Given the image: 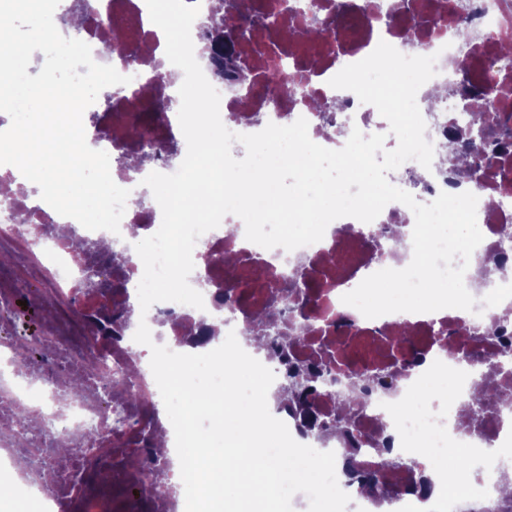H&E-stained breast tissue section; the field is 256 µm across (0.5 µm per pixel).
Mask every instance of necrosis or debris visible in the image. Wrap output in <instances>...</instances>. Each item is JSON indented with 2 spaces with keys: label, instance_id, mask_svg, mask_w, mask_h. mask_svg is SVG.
<instances>
[{
  "label": "necrosis or debris",
  "instance_id": "necrosis-or-debris-1",
  "mask_svg": "<svg viewBox=\"0 0 512 512\" xmlns=\"http://www.w3.org/2000/svg\"><path fill=\"white\" fill-rule=\"evenodd\" d=\"M292 2L286 12L280 0H253L260 11L275 15L276 25L255 30L252 40L237 48L242 65L256 75L250 89L214 78L208 56L199 57L204 75L221 95L223 124L232 132L252 134L268 123L285 126L302 117L310 138H324L327 148H342L357 128L367 136L385 134L391 150L397 139L377 109L328 81L382 41L407 56H435L436 74L416 97L426 140L438 147L457 129L480 130L495 155L488 173L470 187L484 227L472 259L492 256L499 263L488 287L472 289L475 311L368 319L342 303V296L368 275L410 263L411 253L391 247L393 230L400 231L404 243L412 241L414 214L398 202L386 205L370 223L336 219L321 241L292 251L247 241L241 222L231 234L220 227L204 233L194 247L189 278L204 298L201 310L172 301L141 309L142 270L131 261H100L102 280L113 286L112 299L104 304L84 284L82 247L111 246L117 235L88 230L59 215L10 166L0 165V484L14 496L45 504L47 512H107L116 488L148 492L165 486L167 495L148 494L131 512H185L184 499L172 490L178 466L168 455L150 458L146 446L150 431L170 440L174 430L134 334L144 322L155 344L177 353L212 351L228 333L244 335L255 313L274 309L275 290L303 272L307 305L301 310L288 301L280 319L285 330L297 334L294 359L324 366L335 379L317 399L319 413H335L352 376L395 378L394 388L371 389L357 409L358 467L400 489L398 512H501L499 483L507 461H497L472 484H443L438 491L412 495L404 488L414 483V474L380 469L379 450L389 447L409 456L415 444H424L427 458L421 467L432 480L450 442H460L473 459L485 448L512 447V405L479 412L470 401L482 383L512 395V356L502 354L504 344L512 343V247L503 245L504 237L512 236V143L486 132L482 115L464 109L461 101L463 90L473 89L486 99L495 122L512 116V63L502 58L503 47L512 44V0H412L408 7L403 0ZM99 4L101 18L86 42L97 63L117 65L130 82L113 86L109 111L84 125L86 140L92 149L108 153L113 180L130 191L121 229L138 228L145 238L159 229L162 212L140 189V179L154 171H177L165 149L181 129L176 112L168 109L147 120L145 138H129L126 130L151 102L155 88L183 73L167 59L145 0ZM210 5L211 0H170L168 9L183 41L200 42V18ZM316 18L329 22L330 29L321 39H307ZM465 25L471 34L463 42L458 31ZM117 31L151 42V52L133 60L103 56L102 40ZM461 56L469 63L464 71L456 66ZM272 70L284 76L274 94L264 79ZM316 99L335 103L331 119L313 108ZM329 123L336 137H324ZM387 178L422 203L442 192L463 191L449 165L438 161L427 169L409 160ZM24 296L38 306L41 321L34 332L20 335L14 306ZM103 311L120 322L119 332L92 331L93 318ZM417 351L424 360L414 365L410 359ZM73 376L85 383L81 394L67 392ZM429 389L436 399L422 401ZM401 396L416 401L412 412H399ZM105 474L111 475L110 483L102 482Z\"/></svg>",
  "mask_w": 512,
  "mask_h": 512
}]
</instances>
